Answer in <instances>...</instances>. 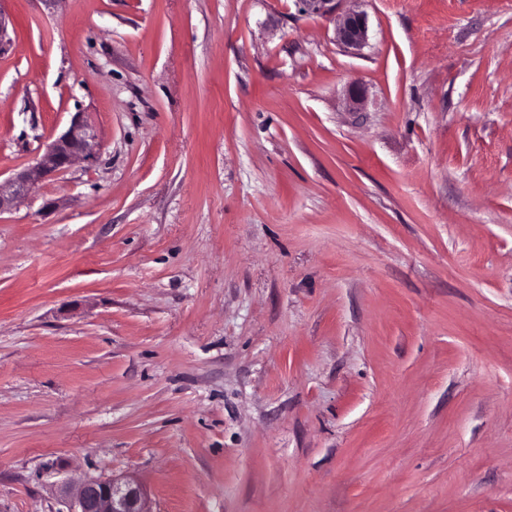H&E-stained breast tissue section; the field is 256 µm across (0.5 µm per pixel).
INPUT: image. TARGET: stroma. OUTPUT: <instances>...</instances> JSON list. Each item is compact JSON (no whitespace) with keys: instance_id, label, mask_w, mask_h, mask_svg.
I'll return each mask as SVG.
<instances>
[{"instance_id":"stroma-1","label":"stroma","mask_w":512,"mask_h":512,"mask_svg":"<svg viewBox=\"0 0 512 512\" xmlns=\"http://www.w3.org/2000/svg\"><path fill=\"white\" fill-rule=\"evenodd\" d=\"M339 8L0 0V512H512V0ZM336 41L344 48L360 51L367 43V19L358 11L345 12L336 21ZM98 150L99 136L96 128L83 112H77L68 129L47 144L33 164L18 172L7 184L0 183V214L28 197L35 185L48 176L77 163H93ZM66 511L59 512H152L141 486L131 479L86 478L59 488Z\"/></svg>"}]
</instances>
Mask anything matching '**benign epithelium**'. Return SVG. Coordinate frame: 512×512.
Masks as SVG:
<instances>
[{"mask_svg":"<svg viewBox=\"0 0 512 512\" xmlns=\"http://www.w3.org/2000/svg\"><path fill=\"white\" fill-rule=\"evenodd\" d=\"M300 11L327 17L336 12L338 0H297ZM336 41L352 51L367 43V19L358 11H348L336 21ZM99 136L84 116L76 113L68 129L46 145L33 164L0 184V213L28 197L35 185L48 176L77 163L91 164L97 158ZM66 512H151L141 486L131 479L86 478L75 484L64 481L59 488Z\"/></svg>","mask_w":512,"mask_h":512,"instance_id":"obj_1","label":"benign epithelium"}]
</instances>
